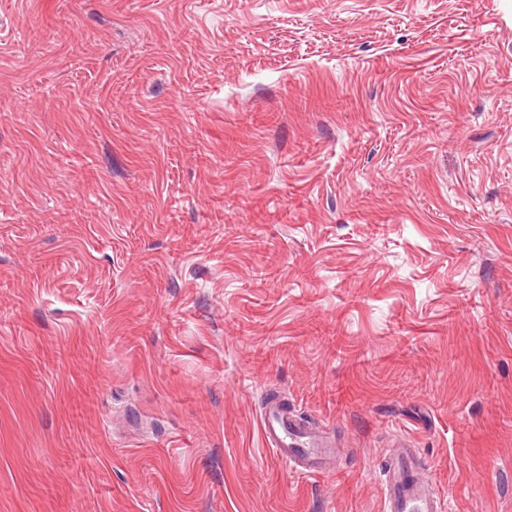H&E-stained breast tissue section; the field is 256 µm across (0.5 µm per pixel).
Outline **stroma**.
Instances as JSON below:
<instances>
[{"label": "stroma", "mask_w": 512, "mask_h": 512, "mask_svg": "<svg viewBox=\"0 0 512 512\" xmlns=\"http://www.w3.org/2000/svg\"><path fill=\"white\" fill-rule=\"evenodd\" d=\"M403 434L512 512V0H0V512H381ZM261 432L266 446L295 474L321 476L335 471L332 444L323 437L321 426L303 427L288 405H264Z\"/></svg>", "instance_id": "obj_1"}]
</instances>
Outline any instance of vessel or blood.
Masks as SVG:
<instances>
[{
	"mask_svg": "<svg viewBox=\"0 0 512 512\" xmlns=\"http://www.w3.org/2000/svg\"><path fill=\"white\" fill-rule=\"evenodd\" d=\"M263 440L277 459L300 476H321L335 470L331 443L320 427L302 426L294 412L280 403L261 411ZM382 512H447L448 501L436 489L414 451L400 448L391 453L380 475Z\"/></svg>",
	"mask_w": 512,
	"mask_h": 512,
	"instance_id": "b4317fda",
	"label": "vessel or blood"
}]
</instances>
